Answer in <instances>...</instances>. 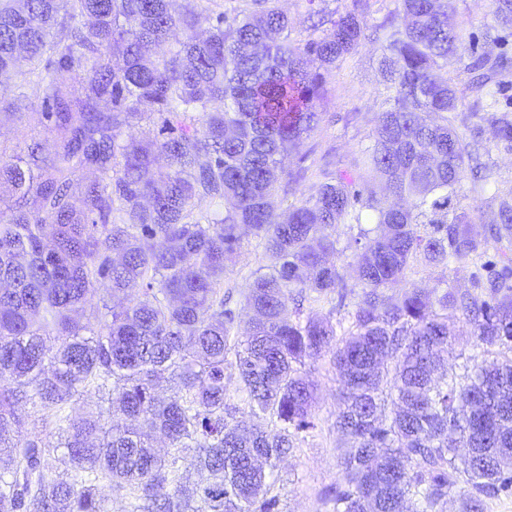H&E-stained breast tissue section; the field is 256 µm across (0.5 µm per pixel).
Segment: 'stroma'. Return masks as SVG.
I'll return each instance as SVG.
<instances>
[{"label":"stroma","instance_id":"stroma-1","mask_svg":"<svg viewBox=\"0 0 512 512\" xmlns=\"http://www.w3.org/2000/svg\"><path fill=\"white\" fill-rule=\"evenodd\" d=\"M351 4L352 0H281L291 22V37L298 42L311 35V24L316 21L319 11L342 13L350 9ZM457 7L462 31L465 36L474 38L479 51L512 56V36L496 44L483 39L486 29L494 23L487 0H458ZM379 56L377 46L368 44L348 56L339 67L326 72L325 93L318 105L322 119L288 159L289 166L301 169L302 176L292 194L285 198L276 197L278 207L284 208L314 195L324 172L354 169L360 151L374 129L375 116L384 108ZM34 138L41 141L46 155H53L55 136L47 129L39 109L26 108L19 121L0 116V155L20 154ZM265 263L262 243L249 235L244 239L241 255L227 264L224 288L230 291L231 305L239 315L235 327L237 335H244L248 327L249 312L244 300L248 286L255 272ZM474 270L473 263L468 260L450 263L444 271L419 260L389 294L398 297L416 286L436 298L451 288L468 289L472 286ZM343 272L350 290L344 305L317 303L309 298L303 303V311H314L331 322L349 326L350 316L363 300L365 290L357 279L354 266H345ZM303 370L315 386L316 427L300 435L292 451L280 462L271 492L279 500L278 512H332L326 493L332 485L344 480L341 467L344 449L335 427L339 410L338 383L331 353L306 359ZM36 434L56 448L52 460L53 476L72 478L67 451L59 446L60 436L55 424L41 422L39 414L35 413L26 418L11 437L22 442Z\"/></svg>","mask_w":512,"mask_h":512}]
</instances>
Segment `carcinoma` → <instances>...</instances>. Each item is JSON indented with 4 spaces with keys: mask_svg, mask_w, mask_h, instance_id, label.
<instances>
[{
    "mask_svg": "<svg viewBox=\"0 0 512 512\" xmlns=\"http://www.w3.org/2000/svg\"><path fill=\"white\" fill-rule=\"evenodd\" d=\"M216 17L185 0H0V112L39 107L60 141L53 156L33 141L0 155V447L24 423L22 407L58 425V446L34 437L0 456V512H103L102 479L127 489L143 512H277L268 479L315 429L313 383L304 360L333 350L339 381L336 429L357 447L343 457L345 481L327 497L333 512H443L462 483L463 512L512 489V257L486 261L474 291L431 302L412 288L380 289L422 258L443 270L481 257L486 241L460 207L467 175L485 171L493 189L492 238L512 243V190L481 162L490 126L512 151V111L499 107L512 59L476 54L461 33L456 0H399L379 25L369 0L331 20L328 37L299 45L278 0H247ZM495 26L512 30V0H490ZM184 37L174 38L176 30ZM381 47L386 109L378 113L362 167L336 171L315 195L275 212L300 172L286 160L320 120V69L359 47ZM468 75L475 101L458 113L448 67ZM84 84L78 98L68 88ZM153 118L160 140L123 133ZM169 166L152 173L158 157ZM94 180L79 184L77 173ZM218 207L194 217L196 203ZM337 248L341 224L360 226ZM268 259L245 296L250 331L231 334L224 298L227 262L243 249L241 228ZM368 288L352 327L317 315L288 316L293 294L347 298L346 252ZM104 289L142 292L110 319L80 325L70 312ZM473 327L481 361L436 378L452 348L448 321ZM176 380L166 400L154 381ZM262 424L244 430L227 380ZM95 392L121 417L105 426L82 416ZM196 449L198 479L153 450L154 435ZM468 452L460 455L448 436ZM67 449L72 480L50 475Z\"/></svg>",
    "mask_w": 512,
    "mask_h": 512,
    "instance_id": "obj_1",
    "label": "carcinoma"
}]
</instances>
